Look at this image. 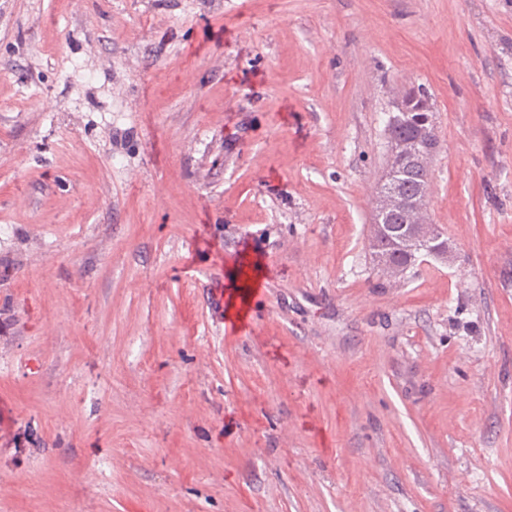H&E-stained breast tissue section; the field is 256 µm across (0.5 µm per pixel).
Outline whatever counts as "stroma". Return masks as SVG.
I'll use <instances>...</instances> for the list:
<instances>
[{
	"mask_svg": "<svg viewBox=\"0 0 512 512\" xmlns=\"http://www.w3.org/2000/svg\"><path fill=\"white\" fill-rule=\"evenodd\" d=\"M0 512H512V0H0ZM406 96L410 100V112L407 119L401 122L404 117L403 103L398 101L395 104L396 112H391L388 118V140L409 141L414 146L413 155H389L387 163L391 165L382 178V183L376 192L374 199L375 214L383 220L373 224L372 237H379L386 224V234H384L374 244L369 241V254L373 264L376 265V254H381L386 261L403 270L414 268L419 261L414 260L413 254L396 244L397 238L401 234V224L408 230V244L416 250V255L427 257H439L436 250L429 247L436 236L437 230L428 217L427 193L430 181V169L423 165H428L431 160V154H421L419 162L416 154L426 147H431L435 153L440 148V143L435 135L432 140L424 137L423 131L426 128L435 127L434 113L430 104V97L423 89L409 91ZM401 122V123H400ZM398 123V124H397ZM397 124V125H395ZM394 125V126H392ZM402 177L397 184L399 177L397 169ZM406 199L421 198L413 201H405L397 192ZM400 212V213H392ZM391 213V214H390ZM389 214V215H388Z\"/></svg>",
	"mask_w": 512,
	"mask_h": 512,
	"instance_id": "stroma-1",
	"label": "stroma"
}]
</instances>
